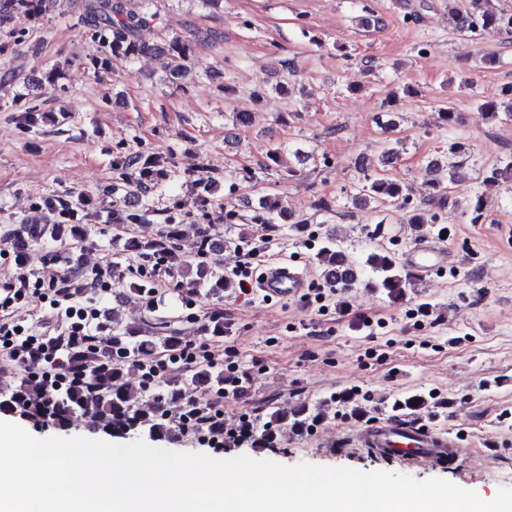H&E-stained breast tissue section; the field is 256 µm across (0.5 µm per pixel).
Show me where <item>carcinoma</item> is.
<instances>
[{
  "instance_id": "1",
  "label": "carcinoma",
  "mask_w": 512,
  "mask_h": 512,
  "mask_svg": "<svg viewBox=\"0 0 512 512\" xmlns=\"http://www.w3.org/2000/svg\"><path fill=\"white\" fill-rule=\"evenodd\" d=\"M82 22L90 28L91 35L101 41L105 57L96 61L103 65L109 57L135 59L159 50L140 37L143 29L149 27L153 15L145 10H132L129 0H74ZM492 0H468L464 8L452 11L455 27L462 33L474 34L481 30L512 28V13L497 10ZM43 0H0V27L17 20L35 21L42 14ZM167 55L174 62L173 73L185 74L183 61L190 55V44L178 37L169 41ZM485 118L495 119L500 111L512 112V85L502 87L500 98L486 100L479 105ZM161 160L151 154L117 155L112 167L124 177H136L135 184L143 189L154 181ZM512 174V159L504 160L491 168L484 182L497 183ZM406 200V187L394 180L365 175V184L354 198L355 205L364 208L372 202H398ZM262 220L277 227L289 224L290 215L278 201L263 197L259 200ZM185 225L166 224L159 239L142 243L135 239L115 242L122 243L121 253H144L163 251L171 265L185 270L190 283L196 288L220 291L227 284L224 274L207 262L194 264L182 256L180 241ZM13 245L21 253L31 243L53 242L76 245L84 241L85 232L78 224H26L12 235ZM317 259L324 269L341 267L347 275L336 279L342 288H350L369 276L367 285L381 290L393 301L403 299L404 288L409 284L410 274L401 268L396 259L387 251L370 254L364 264L349 258L338 244L334 235H328L320 243ZM182 339L177 335L154 336L141 327H128L112 321V333L102 339L96 347L78 345L66 351L71 362L90 374V390L57 388L46 390L34 379L24 376L12 385H0V412L17 415L36 425L45 421L65 428L78 418H85L90 426L101 429L113 436H122L142 428L158 438H178V433L169 418L170 409L180 400L185 378L180 375L169 377L152 394V407L142 406L144 389L135 388L128 382V376L136 371V362L147 352L163 348L165 351L178 349ZM190 384L197 388L217 391L224 388V370L214 367L203 368L190 375ZM336 403L331 397L312 410L301 407L286 411L279 406L269 413V422L264 431L252 438L257 448L270 446L275 440V426L289 421L297 431L308 430L326 416L327 409Z\"/></svg>"
}]
</instances>
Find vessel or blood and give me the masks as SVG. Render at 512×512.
<instances>
[{"label": "vessel or blood", "instance_id": "b4317fda", "mask_svg": "<svg viewBox=\"0 0 512 512\" xmlns=\"http://www.w3.org/2000/svg\"><path fill=\"white\" fill-rule=\"evenodd\" d=\"M403 261L412 276L427 281L445 271L454 256L445 242L424 237L404 252ZM307 287L305 272L285 259L268 265L255 281L258 295L269 304L301 297ZM355 439L358 447L372 449L409 467L453 465L461 456L452 438L404 419L370 422L357 431Z\"/></svg>", "mask_w": 512, "mask_h": 512}]
</instances>
